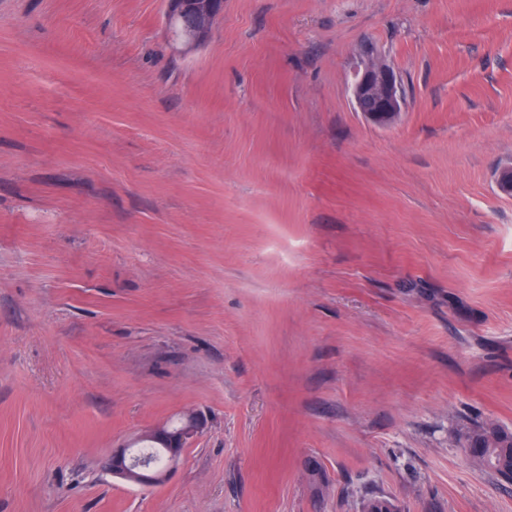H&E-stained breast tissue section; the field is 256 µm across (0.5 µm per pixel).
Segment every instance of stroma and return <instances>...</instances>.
Here are the masks:
<instances>
[{"mask_svg":"<svg viewBox=\"0 0 512 512\" xmlns=\"http://www.w3.org/2000/svg\"><path fill=\"white\" fill-rule=\"evenodd\" d=\"M510 164L512 0H0V512H512ZM166 23L175 39L188 46L209 36L214 22L224 11V0H166ZM352 97L357 112H362L379 127L392 124L402 109V97L393 70L376 61L370 62L358 77ZM181 422L172 425L171 429H177L172 433L168 431L167 426H158L143 432L133 443L147 441L142 445H149L155 448L156 456H147L162 463L164 451L165 463L161 467L147 465L136 466L134 464L133 444L125 445L120 448H113L112 454L105 462V469L112 474V477L122 479L126 482L141 486L155 487L165 483L168 475L180 461L185 448L188 444L197 438L204 430V423L196 412L188 413L185 416L183 425ZM180 427V428H179ZM179 428V429H178ZM151 442V443H149ZM157 444L160 448L156 447ZM469 456L488 473L512 480V433L479 428L468 435Z\"/></svg>","mask_w":512,"mask_h":512,"instance_id":"obj_1","label":"stroma"}]
</instances>
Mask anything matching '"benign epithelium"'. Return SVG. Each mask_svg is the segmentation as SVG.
Instances as JSON below:
<instances>
[{
  "label": "benign epithelium",
  "mask_w": 512,
  "mask_h": 512,
  "mask_svg": "<svg viewBox=\"0 0 512 512\" xmlns=\"http://www.w3.org/2000/svg\"><path fill=\"white\" fill-rule=\"evenodd\" d=\"M224 11V0H166V23L174 25L175 39L198 45L209 36L214 22ZM352 97L357 111L379 127L392 124L402 109V97L396 76L386 65L372 61L356 80ZM204 430L201 417L191 412L174 432L158 426L143 432L139 440L158 445L164 451L165 463L160 467L134 464L132 446L112 449L105 469L113 477L141 486L155 487L165 483L180 461L188 444Z\"/></svg>",
  "instance_id": "benign-epithelium-1"
}]
</instances>
